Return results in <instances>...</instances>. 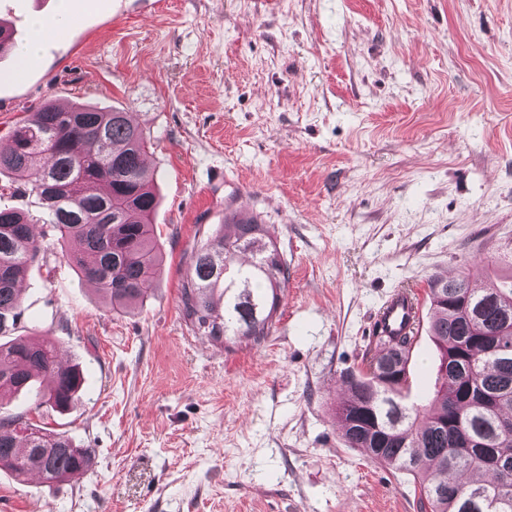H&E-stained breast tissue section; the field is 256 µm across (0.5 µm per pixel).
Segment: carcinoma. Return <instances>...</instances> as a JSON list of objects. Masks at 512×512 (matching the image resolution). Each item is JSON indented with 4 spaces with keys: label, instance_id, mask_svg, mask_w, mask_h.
<instances>
[{
    "label": "carcinoma",
    "instance_id": "obj_1",
    "mask_svg": "<svg viewBox=\"0 0 512 512\" xmlns=\"http://www.w3.org/2000/svg\"><path fill=\"white\" fill-rule=\"evenodd\" d=\"M149 139L128 113L48 104L18 122L0 144L8 176L43 209L67 258L112 306L132 313L161 264L152 217L156 176L143 164ZM228 231L194 250L181 289L184 319L230 347L270 335L287 265L260 217L230 213ZM45 251L22 211L0 209V407L44 377L41 403L66 409L85 377L63 365L57 341L14 336L23 315L18 285ZM437 380L426 401L409 400L413 337L380 332L372 371L343 380L333 415L351 448L414 476L429 512H512V275L428 280ZM23 414L0 413V467L16 477L62 482L89 466L91 452Z\"/></svg>",
    "mask_w": 512,
    "mask_h": 512
}]
</instances>
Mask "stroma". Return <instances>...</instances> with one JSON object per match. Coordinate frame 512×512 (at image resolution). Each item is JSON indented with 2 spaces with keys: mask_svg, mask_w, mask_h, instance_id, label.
I'll return each mask as SVG.
<instances>
[{
  "mask_svg": "<svg viewBox=\"0 0 512 512\" xmlns=\"http://www.w3.org/2000/svg\"><path fill=\"white\" fill-rule=\"evenodd\" d=\"M59 0H0L18 42ZM23 78L0 56V142L53 102L128 112L151 137L163 260L112 309L49 246L17 333L85 377L66 411L10 397L91 449L48 486L0 469V512H424L412 475L348 447L332 416L377 351L383 301L512 259V0H72ZM288 266L275 326L224 347L186 325L194 249L234 210ZM421 322L411 396L433 389Z\"/></svg>",
  "mask_w": 512,
  "mask_h": 512,
  "instance_id": "1",
  "label": "stroma"
}]
</instances>
